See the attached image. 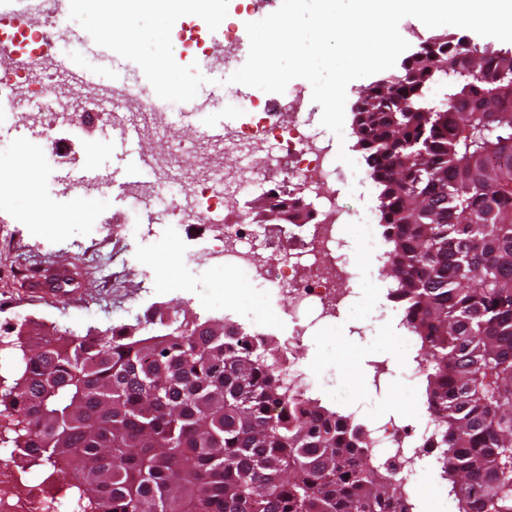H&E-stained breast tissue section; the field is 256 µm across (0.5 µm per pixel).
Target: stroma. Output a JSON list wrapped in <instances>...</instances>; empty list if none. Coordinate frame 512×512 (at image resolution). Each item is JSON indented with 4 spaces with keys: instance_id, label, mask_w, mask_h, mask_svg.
<instances>
[{
    "instance_id": "obj_1",
    "label": "stroma",
    "mask_w": 512,
    "mask_h": 512,
    "mask_svg": "<svg viewBox=\"0 0 512 512\" xmlns=\"http://www.w3.org/2000/svg\"><path fill=\"white\" fill-rule=\"evenodd\" d=\"M235 8L234 0H210L208 45L219 77L225 74L224 28H236L239 57L249 54L247 31L237 28ZM186 14L185 0H180L178 5H165L154 14L118 15L112 21L113 32L136 34L137 55L149 63L151 76L164 77L174 88L198 92L202 79L189 68L174 67L175 49L169 42L172 27ZM399 32L413 49L423 41L446 35L468 36L471 42L491 51L504 47L502 41L492 37L467 34L458 27L428 28L410 17L401 20ZM73 95L83 101L80 111L73 113L70 123L54 129L66 152L47 164L39 161L44 145L36 128L27 121L30 105L0 118V156H10L15 146L24 145L27 176L44 190V204L66 221L63 232L58 233L51 225L41 223L38 203L25 208L0 205V231L9 235L8 245H0V339L9 340L11 328L27 319L54 323L78 335L91 328L103 331L122 324L120 310L132 301L138 302L144 312L169 307L171 300L178 299L187 302L200 319L223 317V308L203 302L212 282L206 265L177 266L168 253L171 242L182 243L190 252L200 251L206 238L185 232L181 225L158 219L151 212L129 210L124 185L142 176L136 160L119 144L105 140L107 118L95 115L94 105L84 102V90L74 89ZM94 164L102 168L100 180L75 184L74 174ZM94 223L111 225V236L90 240L87 227ZM24 261L51 274L73 272L77 278L66 292L41 298L31 293L29 282L19 269ZM367 315L365 305L348 308L337 319L335 329L315 336L312 352L299 355L303 361L312 358L336 367L340 381L335 397L325 399V406L338 411L364 403L377 414H422L426 408L424 388L397 387L374 394L368 360L382 349L398 361L413 354L415 347L405 335H349V327L358 325Z\"/></svg>"
}]
</instances>
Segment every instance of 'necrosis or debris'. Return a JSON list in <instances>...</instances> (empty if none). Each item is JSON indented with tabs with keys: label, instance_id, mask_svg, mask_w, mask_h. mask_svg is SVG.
<instances>
[{
	"label": "necrosis or debris",
	"instance_id": "necrosis-or-debris-1",
	"mask_svg": "<svg viewBox=\"0 0 512 512\" xmlns=\"http://www.w3.org/2000/svg\"><path fill=\"white\" fill-rule=\"evenodd\" d=\"M195 16L192 27H180L172 43L193 53V69L205 73L213 65L200 34L208 21V0H191ZM0 37L16 46V60L0 59V90L8 104L34 99L49 100L48 123L40 136L48 142L50 156L64 146L53 139L52 120L70 112L72 102L63 84L46 82V63L57 58L61 36L51 12L38 5L19 7L12 0L0 17ZM26 65H19V57ZM100 103L109 106L118 126L151 124L155 154L164 156L149 178L127 186L125 196L133 211L156 208L159 216L186 227L212 229L207 257L215 277L214 287L230 282L249 292L285 298L282 308L289 332L279 339L282 376L289 394H332L339 381L335 367L301 362L314 333L339 314L340 308L369 302V318L362 331L381 322L394 324L402 313L385 283L382 272L388 263L386 228L374 223L369 201L354 209H342L335 187L346 181L343 166L320 132L301 120L293 126L281 121L279 99L253 96L227 98L226 108L243 113L237 130L225 132L215 147L197 148L198 164L192 178H183L178 158L186 146L174 142L171 130L177 124L170 105V88L160 84L157 97L150 98L134 87L101 86ZM239 157L235 169L224 168L223 149ZM266 153L263 167L251 165L253 154ZM259 192L304 215L303 223L260 224L249 214L230 215L227 198ZM361 228L358 237L346 235L347 226ZM263 251L266 261L256 265L253 256ZM349 419L362 422L366 430L365 452L369 458L388 464L391 483L409 508H416L427 493L416 476V462H441L435 448V418H408L404 413L364 416L345 409ZM34 453L27 448H0V512H57L67 486L57 478L34 469Z\"/></svg>",
	"mask_w": 512,
	"mask_h": 512
}]
</instances>
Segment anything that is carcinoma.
Masks as SVG:
<instances>
[{
  "label": "carcinoma",
  "instance_id": "1",
  "mask_svg": "<svg viewBox=\"0 0 512 512\" xmlns=\"http://www.w3.org/2000/svg\"><path fill=\"white\" fill-rule=\"evenodd\" d=\"M384 81L354 133L392 295L429 357L441 477L457 512H512V50L434 38ZM182 314L64 330L60 349L5 342L20 354L0 373V443L70 462L68 512H399L355 451L362 424L317 399L273 413L288 403L273 341L245 348Z\"/></svg>",
  "mask_w": 512,
  "mask_h": 512
}]
</instances>
